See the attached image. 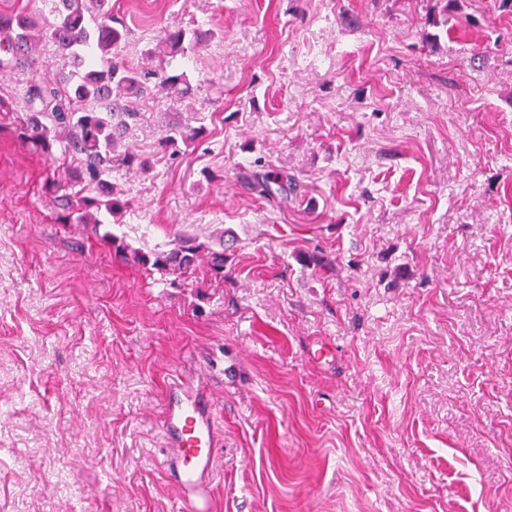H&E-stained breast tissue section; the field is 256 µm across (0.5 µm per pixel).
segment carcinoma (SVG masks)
I'll use <instances>...</instances> for the list:
<instances>
[{"label": "carcinoma", "mask_w": 512, "mask_h": 512, "mask_svg": "<svg viewBox=\"0 0 512 512\" xmlns=\"http://www.w3.org/2000/svg\"><path fill=\"white\" fill-rule=\"evenodd\" d=\"M42 7L0 13V35L11 57L0 59V69L33 64L44 43L54 46L68 75L52 87L38 82L26 90V109L13 118L17 140L57 164V177L47 188L60 202V224H86L97 240L117 251L127 249L105 229L120 217L127 200L116 180L147 162L134 152L114 157L123 127L136 116L129 98L181 92L187 85V52L201 37L197 29L177 28L164 34L163 51L148 52L156 64L147 69L127 65L119 57L127 29L112 25L107 0H41ZM204 127L171 129L159 139L162 150L190 147ZM255 187L268 196L273 187L288 189L290 178L267 166L255 175ZM208 256L207 267L224 280V252L183 237L168 250L133 252L143 267L163 275H184Z\"/></svg>", "instance_id": "cac0c4a2"}]
</instances>
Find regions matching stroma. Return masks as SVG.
<instances>
[{"mask_svg": "<svg viewBox=\"0 0 512 512\" xmlns=\"http://www.w3.org/2000/svg\"><path fill=\"white\" fill-rule=\"evenodd\" d=\"M110 0L143 66L202 26L191 92L141 103L112 232L226 245L179 287L54 220L0 120V512H174L170 379L222 430L215 512H512V14L495 0ZM52 46L0 72L22 105ZM203 127L161 153L169 127ZM265 157L300 184L262 196Z\"/></svg>", "mask_w": 512, "mask_h": 512, "instance_id": "obj_1", "label": "stroma"}]
</instances>
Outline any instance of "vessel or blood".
Here are the masks:
<instances>
[{
    "label": "vessel or blood",
    "instance_id": "b4317fda",
    "mask_svg": "<svg viewBox=\"0 0 512 512\" xmlns=\"http://www.w3.org/2000/svg\"><path fill=\"white\" fill-rule=\"evenodd\" d=\"M164 470L178 490L176 512H215L213 469L219 427L210 401L173 381L164 403Z\"/></svg>",
    "mask_w": 512,
    "mask_h": 512
}]
</instances>
